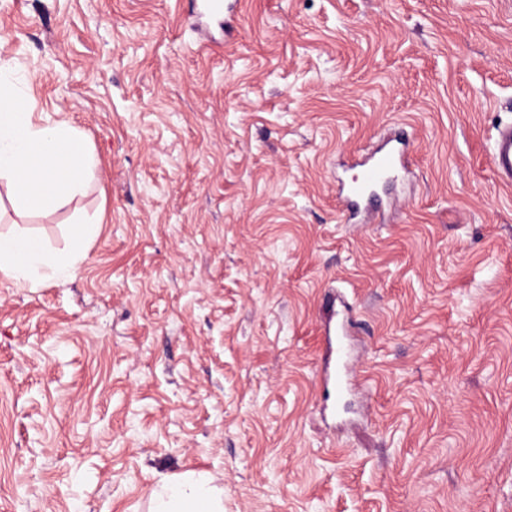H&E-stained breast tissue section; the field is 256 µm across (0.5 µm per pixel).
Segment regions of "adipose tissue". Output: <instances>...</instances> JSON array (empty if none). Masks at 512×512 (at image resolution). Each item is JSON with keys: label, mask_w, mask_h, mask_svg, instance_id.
<instances>
[{"label": "adipose tissue", "mask_w": 512, "mask_h": 512, "mask_svg": "<svg viewBox=\"0 0 512 512\" xmlns=\"http://www.w3.org/2000/svg\"><path fill=\"white\" fill-rule=\"evenodd\" d=\"M96 167L73 125L65 120L34 122L14 86L0 80V178L11 187L17 209L55 211L68 206ZM96 233V225H72L70 243L62 251L22 234L0 237V275L23 288L71 278ZM150 512H224V499L208 480L184 475L153 492Z\"/></svg>", "instance_id": "1"}]
</instances>
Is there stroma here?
Wrapping results in <instances>:
<instances>
[{"label": "stroma", "instance_id": "obj_1", "mask_svg": "<svg viewBox=\"0 0 512 512\" xmlns=\"http://www.w3.org/2000/svg\"><path fill=\"white\" fill-rule=\"evenodd\" d=\"M0 75L99 165L0 232L75 279L0 277V512H148L188 472L224 512H512V0H0ZM405 131L383 219L338 204ZM357 380L327 394L328 302ZM491 164L495 171L512 180V127L501 130L494 138L491 147ZM97 225L73 224L69 246L63 251L39 244L23 234L9 238L0 235V275L23 288L73 277L86 259V244L96 235Z\"/></svg>", "mask_w": 512, "mask_h": 512}]
</instances>
